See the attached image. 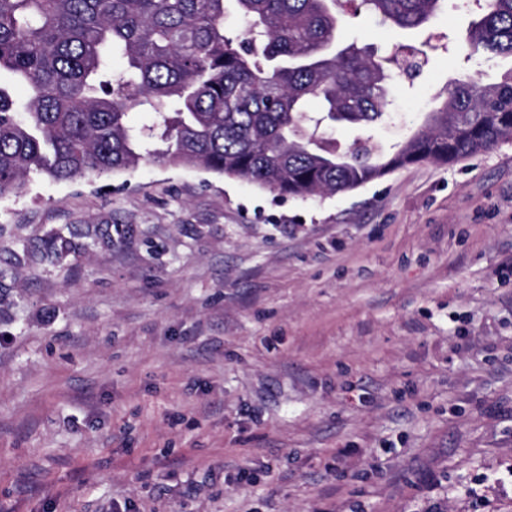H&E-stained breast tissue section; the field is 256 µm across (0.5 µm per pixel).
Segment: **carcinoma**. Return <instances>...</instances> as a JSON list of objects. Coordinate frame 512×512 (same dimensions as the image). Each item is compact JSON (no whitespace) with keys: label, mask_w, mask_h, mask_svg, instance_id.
<instances>
[{"label":"carcinoma","mask_w":512,"mask_h":512,"mask_svg":"<svg viewBox=\"0 0 512 512\" xmlns=\"http://www.w3.org/2000/svg\"><path fill=\"white\" fill-rule=\"evenodd\" d=\"M229 1L246 24L240 40L225 34ZM445 2L360 0L401 31L424 28ZM474 15L467 58H512V0H487ZM342 17L341 0H0V199L34 176L109 175L144 160L281 195H333L512 140L511 69L493 84L449 81L409 139L378 147L393 58L341 41ZM135 109L154 125H128ZM317 122L357 135L341 147L314 135Z\"/></svg>","instance_id":"carcinoma-1"}]
</instances>
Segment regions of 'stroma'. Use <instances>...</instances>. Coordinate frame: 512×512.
<instances>
[{
    "mask_svg": "<svg viewBox=\"0 0 512 512\" xmlns=\"http://www.w3.org/2000/svg\"><path fill=\"white\" fill-rule=\"evenodd\" d=\"M457 0L375 125L465 59ZM70 250L48 258L51 235ZM512 512V141L322 198L148 162L0 199V512Z\"/></svg>",
    "mask_w": 512,
    "mask_h": 512,
    "instance_id": "1",
    "label": "stroma"
}]
</instances>
